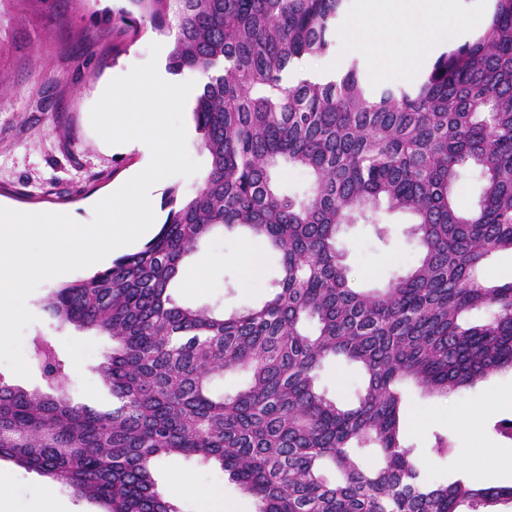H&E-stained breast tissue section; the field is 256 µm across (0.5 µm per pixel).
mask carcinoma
Instances as JSON below:
<instances>
[{
  "label": "carcinoma",
  "instance_id": "carcinoma-1",
  "mask_svg": "<svg viewBox=\"0 0 512 512\" xmlns=\"http://www.w3.org/2000/svg\"><path fill=\"white\" fill-rule=\"evenodd\" d=\"M0 0L3 32L32 3ZM345 0H117L96 17L138 34H175L168 68L202 82L193 119L209 167L193 194L169 190L159 233L89 278L49 294L57 326L113 346L95 367L117 404L68 393L70 369L33 339L47 390L0 380V459L71 488L104 512H179L154 476L166 457L217 463L258 512H499L512 484L431 481L403 442L400 391L438 396L512 370V282L481 281L512 252V0L484 34L441 53L415 87L370 90L359 60L321 79L303 62L333 47ZM310 177L288 193L282 171ZM478 173L476 208L454 185ZM415 218L420 258L382 289L351 286L336 249L345 224L377 204ZM241 229L279 257L259 306L225 315L185 306L175 279L200 242ZM487 312L478 325L463 315ZM366 379L343 407L322 392L328 359ZM243 372L233 394L215 391ZM376 461L369 462L370 456Z\"/></svg>",
  "mask_w": 512,
  "mask_h": 512
}]
</instances>
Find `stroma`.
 Segmentation results:
<instances>
[{"instance_id": "1", "label": "stroma", "mask_w": 512, "mask_h": 512, "mask_svg": "<svg viewBox=\"0 0 512 512\" xmlns=\"http://www.w3.org/2000/svg\"><path fill=\"white\" fill-rule=\"evenodd\" d=\"M113 0H54L51 7L28 5L24 17L7 33L0 49V207L27 213L69 215L88 224L94 206L139 172L144 155L113 147L93 129L90 112L108 84L150 57L151 44L170 45V38L144 30L138 36L96 26L97 13ZM378 215L389 224L388 242H379L371 225L343 226L336 247L349 269L353 285L381 288L393 277L409 271L419 260L411 233L412 215L389 210L380 203ZM259 256L256 271H248L247 249ZM189 264L206 270V288L176 281L174 296L181 304H216L225 313L259 305L273 289L278 258L265 244L238 231H224L203 241ZM104 258L97 266L58 275L42 282L26 304L35 320L24 330L23 349L30 378L14 375L0 364V379L28 390L45 389L37 371L30 342L35 335L48 337L70 365L71 392L95 408L110 406L112 396L95 371L109 337L71 327L57 328L44 310L53 288L87 278L111 266ZM319 384L330 396L350 404L363 384V374L353 365L325 363ZM404 440L419 456L431 480L445 483L464 476L474 482L490 479L512 482V440L498 435L495 423L512 419V372L487 376L473 387L445 397L429 396L407 386L404 393ZM445 434L457 453L448 460L431 450L435 434ZM497 449L502 460L487 465L483 448ZM181 471L193 484L190 493L173 492L169 479ZM155 478L165 498L179 512H204L210 491L223 493L238 512H256L255 497L228 482L218 465L196 457L163 459ZM0 497L9 512H46L56 504L59 512H102L92 501L74 495L59 483L0 459Z\"/></svg>"}]
</instances>
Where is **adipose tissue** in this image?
I'll return each instance as SVG.
<instances>
[{
    "instance_id": "1",
    "label": "adipose tissue",
    "mask_w": 512,
    "mask_h": 512,
    "mask_svg": "<svg viewBox=\"0 0 512 512\" xmlns=\"http://www.w3.org/2000/svg\"><path fill=\"white\" fill-rule=\"evenodd\" d=\"M452 20L467 29L483 25L481 18L459 12L456 0H364L345 47L369 55L375 67L411 72Z\"/></svg>"
}]
</instances>
